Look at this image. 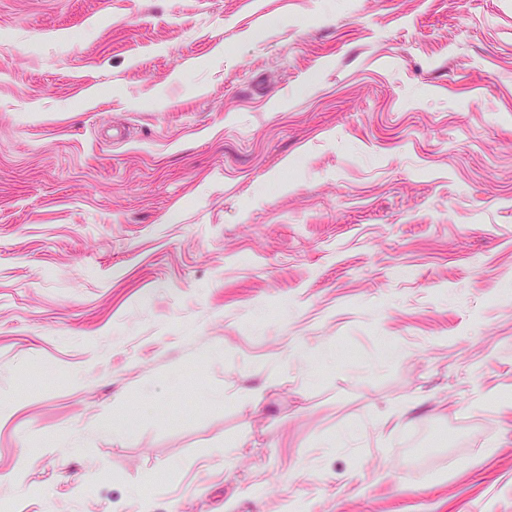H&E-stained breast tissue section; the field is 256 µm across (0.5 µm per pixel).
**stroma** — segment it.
I'll return each mask as SVG.
<instances>
[{"mask_svg":"<svg viewBox=\"0 0 512 512\" xmlns=\"http://www.w3.org/2000/svg\"><path fill=\"white\" fill-rule=\"evenodd\" d=\"M0 512H512V0H0Z\"/></svg>","mask_w":512,"mask_h":512,"instance_id":"35a3bbf8","label":"stroma"}]
</instances>
